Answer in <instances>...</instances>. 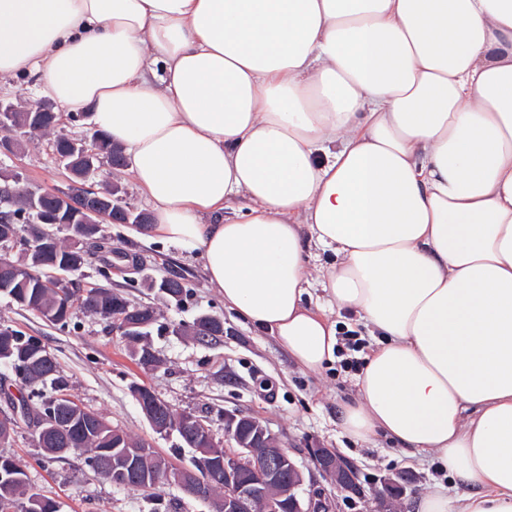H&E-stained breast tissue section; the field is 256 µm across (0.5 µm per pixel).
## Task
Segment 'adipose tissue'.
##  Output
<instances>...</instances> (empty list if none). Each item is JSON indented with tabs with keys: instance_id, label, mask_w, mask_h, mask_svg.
<instances>
[{
	"instance_id": "adipose-tissue-1",
	"label": "adipose tissue",
	"mask_w": 512,
	"mask_h": 512,
	"mask_svg": "<svg viewBox=\"0 0 512 512\" xmlns=\"http://www.w3.org/2000/svg\"><path fill=\"white\" fill-rule=\"evenodd\" d=\"M17 73L122 145L148 232L302 370L333 312L377 334L343 433L468 488L415 512H512V0H0Z\"/></svg>"
}]
</instances>
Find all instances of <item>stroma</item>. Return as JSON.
Masks as SVG:
<instances>
[{
  "instance_id": "1",
  "label": "stroma",
  "mask_w": 512,
  "mask_h": 512,
  "mask_svg": "<svg viewBox=\"0 0 512 512\" xmlns=\"http://www.w3.org/2000/svg\"><path fill=\"white\" fill-rule=\"evenodd\" d=\"M13 174L39 193L67 185V173L48 137L23 140L14 156L0 154V187ZM87 250L86 263L69 274V281L81 289L105 285L131 302L152 305L159 314L149 338L160 360L157 367L137 366L119 332L86 314H77L61 328L17 309L0 295V327L39 338L56 358L70 394L112 425L149 443L157 453L178 459L175 437L157 433L133 398L130 386L137 382L154 389L176 411L208 416L219 437L224 434V413L259 420L297 462L307 484L331 500L332 512H377L375 495L386 479L399 483L403 492L391 512H413L412 503L421 494L453 487L434 456L411 453L383 436L366 444L343 435L341 412L356 395L355 372L336 363L319 374L300 370L272 336L225 308L206 280L199 252L135 235L124 224L107 223L101 241ZM172 275L191 287L178 305L153 287ZM203 313L223 318L219 340L203 343L173 333V324L192 323ZM313 445L333 449L351 465L358 492L336 490L309 456ZM0 451L15 456L31 488L58 500L60 512H210L173 485L146 492L115 487L94 473L83 452L46 459L25 429Z\"/></svg>"
}]
</instances>
